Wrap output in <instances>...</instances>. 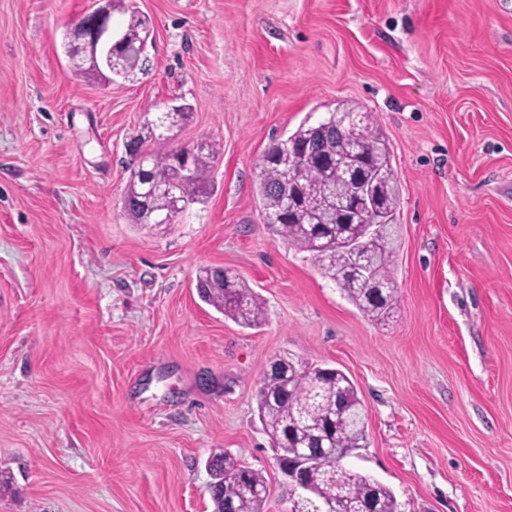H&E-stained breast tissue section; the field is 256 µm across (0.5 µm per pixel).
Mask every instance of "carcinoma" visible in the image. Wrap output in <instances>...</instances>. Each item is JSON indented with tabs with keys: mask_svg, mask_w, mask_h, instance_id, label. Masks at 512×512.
Instances as JSON below:
<instances>
[{
	"mask_svg": "<svg viewBox=\"0 0 512 512\" xmlns=\"http://www.w3.org/2000/svg\"><path fill=\"white\" fill-rule=\"evenodd\" d=\"M112 12L130 14L129 21L121 25L126 38L124 46L116 48L117 53L131 57L139 55L146 40V21L129 13L125 0H112ZM343 108L359 114V125L350 135L355 156L365 167L383 171L386 178L387 187L380 203L387 217L383 228L384 248L372 251L373 276L384 288L385 297L373 298L367 283L347 277L348 255L336 244V238L342 234L362 237L364 224L312 225L316 213L325 207L328 174L335 169L332 162L341 147V136L336 129H328L319 141L313 142L309 123L304 122L285 140H273L265 148L256 164L263 220L288 245L309 253L321 273L334 281L364 316L384 321L396 305L393 243L398 234L396 213L400 188L388 140L374 124L370 113L351 104H345ZM149 138L154 142L151 148L141 139L135 142L130 154L131 168H136L138 157L147 156L152 162V178L177 186L184 198L193 203L202 200L210 189L209 174L216 157L213 146L196 144L183 157L168 148V139L156 134V130L149 131ZM284 143L298 160L297 199L293 204L284 189V175L276 162L279 147ZM122 205L128 216L139 221V212L144 209V185L134 172L124 191ZM199 285L201 298L238 325L254 329L264 322L265 307L261 297L237 276L224 269L208 270L199 278ZM296 367L298 373L293 376L291 388L284 387L276 378L267 382L266 391L272 397V407L265 408L262 393H257L259 417L271 443L283 456H291L308 427L323 426L330 430L337 453L345 454L363 447V405L351 379L338 369L334 371L307 363H298ZM339 400L347 405L345 414L330 415V408ZM216 459L213 478L217 485L211 489L213 512H224L226 490L238 497L241 512H263L269 489L262 471L246 466L228 452L217 455ZM226 474L232 479L227 487L224 486ZM306 480L321 496L337 501L343 512H358V505L372 497L386 505L390 512L396 509L394 492L369 475L336 471L327 465L310 471Z\"/></svg>",
	"mask_w": 512,
	"mask_h": 512,
	"instance_id": "1",
	"label": "carcinoma"
}]
</instances>
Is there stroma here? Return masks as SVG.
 Returning a JSON list of instances; mask_svg holds the SVG:
<instances>
[{"label": "stroma", "instance_id": "1", "mask_svg": "<svg viewBox=\"0 0 512 512\" xmlns=\"http://www.w3.org/2000/svg\"><path fill=\"white\" fill-rule=\"evenodd\" d=\"M151 68L108 84L61 49L91 0H0V512H212L209 458L288 487L257 408L272 357L345 372L367 418L347 470L402 512H512V0H129ZM356 103L400 202L392 318L364 317L268 230L271 139ZM187 105L211 188L169 224L122 208L127 144ZM223 268L240 327L203 302ZM214 269L199 278L201 298L241 327H260L265 320L261 297L236 275Z\"/></svg>", "mask_w": 512, "mask_h": 512}]
</instances>
